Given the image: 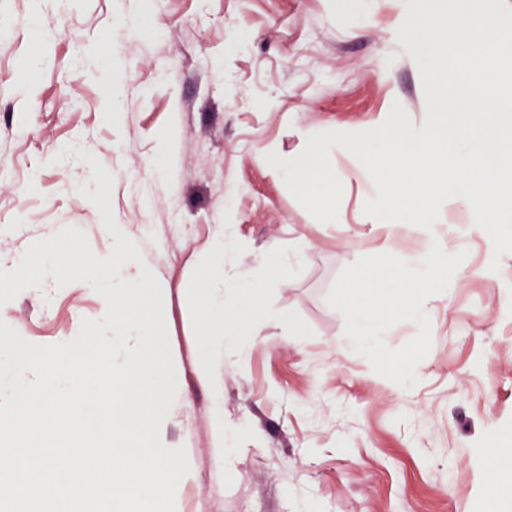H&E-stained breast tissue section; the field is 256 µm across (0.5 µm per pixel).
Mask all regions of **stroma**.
Masks as SVG:
<instances>
[{"mask_svg":"<svg viewBox=\"0 0 512 512\" xmlns=\"http://www.w3.org/2000/svg\"><path fill=\"white\" fill-rule=\"evenodd\" d=\"M398 15V0H360L345 14L334 0H157L150 13L144 0H70L64 10L0 0V257L20 258L65 226L104 248L99 212L79 190L98 188L87 155L110 171L115 220L166 286L182 371L168 440L192 470L176 512H489V451L512 446V310L501 306L512 297V252L495 254L482 234L451 243L467 257L425 304L432 345L418 383L402 391L354 351L326 295L360 257L390 252L418 264V237L364 214L377 191L352 178L354 156L332 161L342 180L335 224L314 219L257 159L268 146L294 157L316 132L362 130L396 102L424 122ZM106 29L111 38L88 54ZM227 209L246 247L237 272L255 273L268 248L287 247L300 274L278 284L272 309L297 311L314 335L261 326L226 369L224 421L259 440L225 464L208 390L194 376L186 291ZM100 308L93 292L49 304L25 291L7 316L50 342Z\"/></svg>","mask_w":512,"mask_h":512,"instance_id":"35a3bbf8","label":"stroma"}]
</instances>
